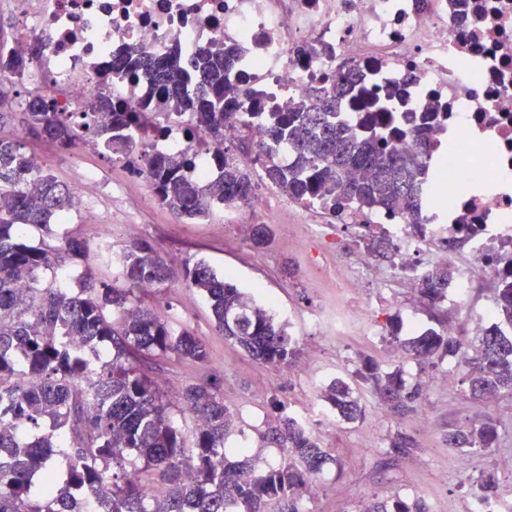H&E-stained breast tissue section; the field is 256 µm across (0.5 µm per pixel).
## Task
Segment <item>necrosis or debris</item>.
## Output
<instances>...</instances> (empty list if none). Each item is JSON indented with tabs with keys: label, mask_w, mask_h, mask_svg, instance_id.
<instances>
[{
	"label": "necrosis or debris",
	"mask_w": 512,
	"mask_h": 512,
	"mask_svg": "<svg viewBox=\"0 0 512 512\" xmlns=\"http://www.w3.org/2000/svg\"><path fill=\"white\" fill-rule=\"evenodd\" d=\"M31 8L28 25L15 37L16 51L41 38V67L47 77L42 97L56 100L83 118L90 97L107 99L124 111L153 103L154 83L113 70L112 63L137 49L164 57L173 45L183 56L199 49L233 50L227 80L238 86L251 116L243 128L261 139L269 113L327 85L335 72L353 65L361 81L343 106L342 117L360 123L358 100L385 113L401 135L397 148L412 152L411 120L429 111L428 167L446 177L478 183L480 190L458 196L435 215L422 234L404 216L339 210L345 224H380L397 246L392 274L411 278L412 256L424 244L458 236L474 225L469 256L456 266L448 286L450 304L463 305L471 288L512 271V0H18ZM143 149L198 148L192 176L217 177L215 143L192 134L189 119L154 117L151 130L137 133ZM317 225L296 239L310 272L335 288L333 312L310 320L324 332L344 334V298L355 277L325 248L315 246Z\"/></svg>",
	"instance_id": "4bbe7bcc"
}]
</instances>
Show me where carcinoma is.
<instances>
[{
  "label": "carcinoma",
  "instance_id": "carcinoma-1",
  "mask_svg": "<svg viewBox=\"0 0 512 512\" xmlns=\"http://www.w3.org/2000/svg\"><path fill=\"white\" fill-rule=\"evenodd\" d=\"M231 56L222 46L189 61L176 49L159 60L134 50L117 62L155 83L154 111L170 119L188 115L196 133L222 146L216 181L186 175L193 160L187 151L140 153L125 132L147 123L140 112H114L111 124L91 127L32 94L24 104L27 130L64 150L92 143L110 161L143 176L160 205L188 220L249 201L262 181L297 203L319 199L340 208L405 213L420 231L422 190L451 201L464 189L445 193L441 179L427 175L429 113L414 123L419 149L413 155L395 147L399 131L380 129L375 112L365 113L361 129L336 120L359 82L350 66L336 72L332 85L288 103L267 138L253 143V155L224 147V129L244 118L240 93L225 79ZM31 61L0 53V103L10 99L6 85L25 80ZM191 76L197 80L192 95L185 92ZM281 151L292 152L295 163L278 162ZM72 206L67 184L45 172L18 141L0 138V452L14 460L10 470L0 471V512H82L86 501L95 503V512H268L272 503L278 512H301L302 490L335 458L288 415L262 435L280 448L277 463L258 470V457L246 448L228 458L234 419L218 396L219 384H188L171 398L144 364L167 353L204 362L205 346L187 327L177 329L145 307L141 294L175 282L198 289L210 303L215 331L265 364L288 366L298 357L286 324L250 303L204 261L176 267L144 240L117 255L112 282L87 271L73 285L61 282L63 263L86 261L87 242L68 234L58 245H32L27 232L49 229ZM359 242L375 258L395 256L389 239L371 228ZM452 277L450 266H433L419 278L417 291L439 303L448 297ZM495 303L511 326L512 272L495 289ZM405 347L438 364L454 360L475 397H512V335L497 326L470 343L428 329ZM358 375L381 400L400 408L414 404L424 388L420 381L406 385L401 371L384 372L373 361ZM320 397L347 423L363 418L359 398L341 378ZM187 413L192 428L184 424ZM497 439L488 420L448 433L452 448L482 450ZM132 470L139 478L130 476ZM154 482L164 487L162 495L153 494ZM364 512L426 507L418 499L396 498L375 501Z\"/></svg>",
  "mask_w": 512,
  "mask_h": 512
}]
</instances>
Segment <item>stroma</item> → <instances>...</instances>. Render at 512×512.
Listing matches in <instances>:
<instances>
[{"label": "stroma", "mask_w": 512, "mask_h": 512, "mask_svg": "<svg viewBox=\"0 0 512 512\" xmlns=\"http://www.w3.org/2000/svg\"><path fill=\"white\" fill-rule=\"evenodd\" d=\"M8 110L11 118L4 125L5 131L19 136L27 153L58 180L72 185L88 174L97 175L98 189L91 200L95 223H80L83 206L78 203L62 221L52 224L51 230L57 239L74 231L88 242L92 250L88 264L99 280H111L113 275L105 257H97L99 248L116 255L133 240L142 239L154 244L160 255L174 264L205 261L217 273L230 276L238 288L254 296L257 304L268 308L277 320L288 323L300 349L296 361L287 367L263 364L215 331L209 303L199 290L178 284L152 288L142 296L145 306L173 326L188 327L208 352L202 363L172 355L152 357V375L172 396L186 383L217 381L219 395L237 427L229 447L245 445L264 462L279 461L278 449L261 446L259 432L274 424L282 413H311L321 402L323 387L337 377L353 378L364 362H377L388 371L401 370L410 385L425 380L424 394L415 408L406 411L381 401L368 386L355 384L364 416L357 423L315 431V438L334 462L304 493L303 512H358L362 502L397 497L422 500L428 512H440L451 502L457 512H470L472 484L489 476L494 479L493 498L512 512V397L492 402L474 399L467 384H445L447 364L434 367L418 362L386 334L333 339L315 334L307 325L309 312L332 302L336 293L309 274L288 232L296 217L281 209L278 189L269 188L270 208L255 217L256 223L267 225L272 233L268 246L258 250L249 241L250 227H233L227 235L221 232L223 211L196 222L178 218L154 199L144 178L112 163L87 144L60 151L51 142L29 133L19 104H9ZM125 224L136 225L135 236L122 232ZM288 262L295 266L291 277L283 271ZM390 267V262L375 261L372 269L359 273L356 287L361 298L373 302L381 324L401 320V336L405 339L410 338L415 325L424 330L448 328L456 337L466 338L468 312L494 301L493 291L477 288L469 297L467 310L454 309L444 302L432 305L420 299L417 290L404 281L382 287L383 273ZM481 420L492 421L498 429L499 438L493 448L476 451L449 447V430ZM367 427L374 431L369 444L363 438ZM398 434L408 437L411 446L396 456L389 453L388 445Z\"/></svg>", "instance_id": "1"}]
</instances>
